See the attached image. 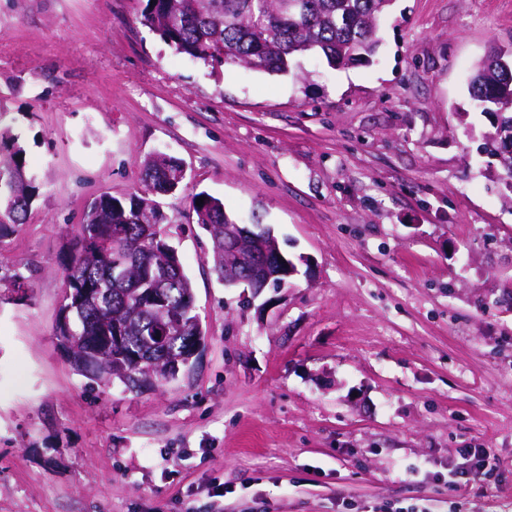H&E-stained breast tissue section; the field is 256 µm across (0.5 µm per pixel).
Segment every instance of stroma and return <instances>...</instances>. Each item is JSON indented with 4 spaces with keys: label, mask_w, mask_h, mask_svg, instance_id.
<instances>
[{
    "label": "stroma",
    "mask_w": 512,
    "mask_h": 512,
    "mask_svg": "<svg viewBox=\"0 0 512 512\" xmlns=\"http://www.w3.org/2000/svg\"><path fill=\"white\" fill-rule=\"evenodd\" d=\"M144 5L0 0L39 188L0 234V512H512V176L468 95L512 0H393L370 62L300 79L178 53ZM158 152L205 341L165 386L92 387L56 337L65 264ZM200 191L271 227L288 288L218 280Z\"/></svg>",
    "instance_id": "35a3bbf8"
}]
</instances>
